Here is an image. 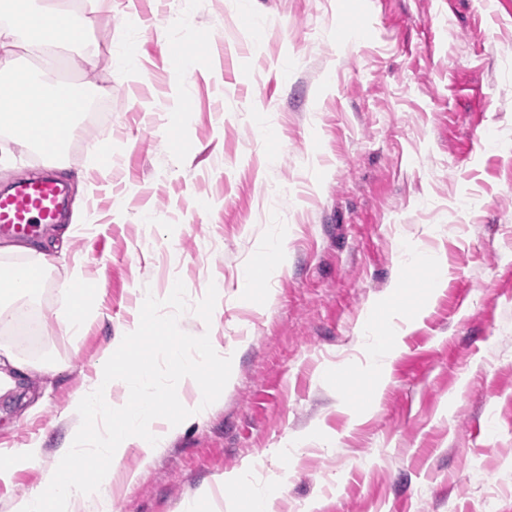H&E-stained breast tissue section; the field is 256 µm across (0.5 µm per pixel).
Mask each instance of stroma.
<instances>
[{
    "label": "stroma",
    "mask_w": 512,
    "mask_h": 512,
    "mask_svg": "<svg viewBox=\"0 0 512 512\" xmlns=\"http://www.w3.org/2000/svg\"><path fill=\"white\" fill-rule=\"evenodd\" d=\"M350 2L100 0L96 69L75 43L55 66L106 91L105 120L54 160L0 127L14 157L0 189L58 164L81 189L67 201L80 229L32 306L42 333L0 332L63 366L30 377L38 412L0 399L13 459L0 512L56 466L71 396L137 328L138 299L178 280L180 329L210 334L232 383L151 461L127 451L113 512H226L246 471L281 487L274 512H512V486L496 484L512 471V0H361L358 21ZM246 3L261 28L243 23ZM104 136L99 171L87 151ZM279 236L282 270L252 287L246 270ZM412 251L441 260L436 295L403 282ZM77 266L99 293L70 336L57 284ZM370 312L400 331L380 389Z\"/></svg>",
    "instance_id": "stroma-1"
}]
</instances>
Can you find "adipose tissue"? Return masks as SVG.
<instances>
[{
	"label": "adipose tissue",
	"instance_id": "1",
	"mask_svg": "<svg viewBox=\"0 0 512 512\" xmlns=\"http://www.w3.org/2000/svg\"><path fill=\"white\" fill-rule=\"evenodd\" d=\"M10 9L0 21V122L6 123L14 140L58 153V130L74 131L78 115L55 106L62 97L88 101L91 88L84 83H38L18 64L17 50H31L45 60L54 59L61 37L72 31L89 32L98 20V0H83L79 12L62 0H9ZM69 306L58 323L64 333H77L97 291L80 272H72L59 285ZM60 363L50 356L29 358L13 345L0 343V398L23 393L24 380L33 372L56 374Z\"/></svg>",
	"mask_w": 512,
	"mask_h": 512
}]
</instances>
